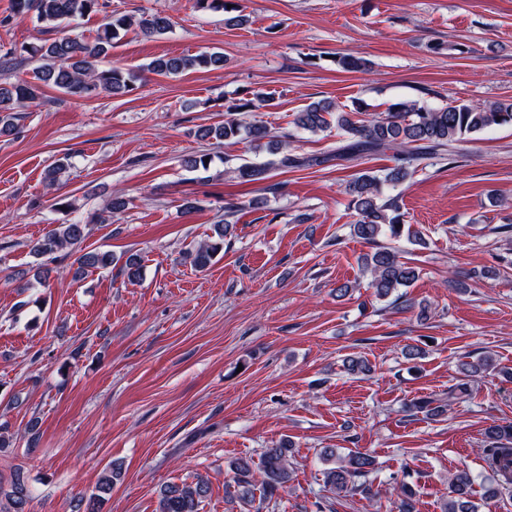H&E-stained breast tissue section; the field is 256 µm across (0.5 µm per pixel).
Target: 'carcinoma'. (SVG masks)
Wrapping results in <instances>:
<instances>
[{"instance_id":"obj_1","label":"carcinoma","mask_w":512,"mask_h":512,"mask_svg":"<svg viewBox=\"0 0 512 512\" xmlns=\"http://www.w3.org/2000/svg\"><path fill=\"white\" fill-rule=\"evenodd\" d=\"M107 7L106 0H12V16L30 19L47 30L59 31L69 26L78 16L96 14ZM136 26L147 36L165 35L172 31L171 18L161 14H144L136 19L128 15L110 14L103 27L91 40L62 34L48 39L40 45H21L6 51L4 60L37 59L41 65L33 69L30 80L18 78L13 82L0 83V136L10 135L15 128L16 109L24 102L38 99L41 86H52L77 98H90L101 92L110 95L132 90L138 76L122 67L100 66L108 56L112 42L130 27ZM224 55L219 52L196 55L162 56L146 65V71L155 74L179 75L188 70L221 68ZM265 101L260 92L229 109L224 121L195 131V136L219 144L228 140L249 141L254 151L266 149L274 159L263 163L242 162L238 177L245 182L262 181L274 168L287 169L308 163H319V158H299L284 152L288 142L277 140L263 124L248 123L242 114L252 111L255 102ZM363 109L357 104L348 109L332 101L320 100L308 104L295 114L292 124L295 133L318 134L336 126V150L329 158L357 160L365 154L391 150L394 153L393 167L379 172L359 174L348 184L347 193L352 196L351 208L356 220L353 233L366 243L375 246L371 253L361 258V269L371 276L370 287L379 299L394 296L399 289L409 287L419 278L420 270L399 259L396 247L381 244V237L399 240L406 237L410 243L424 242L421 231L405 223L398 197L383 196L384 188L394 189L407 181L425 156H440L453 159L456 145L492 128L512 126V99L479 104L453 100L441 106L417 101L392 104L382 116L369 120L360 118ZM209 153H199L185 160L191 172L207 173L211 163ZM69 166V157L64 156L51 163L45 170V182L53 187ZM85 227L80 222L60 224L49 231L32 247L33 253L45 259L34 274L35 281L46 283L49 274L47 263L54 255L65 249H78L82 244ZM227 224L213 227L210 240L187 252L194 268L204 270L214 255L224 247ZM75 274L82 275L90 269H108L112 266V252L93 249L77 257ZM142 260L136 253L126 255L121 272L135 281L142 275ZM493 366V358L486 355L476 361L460 364L464 377H479ZM409 409L426 416H437L445 409L442 400L433 397L418 398ZM487 439L483 449L484 461L499 486L512 484V422H494L485 429ZM291 449L283 441L262 451L260 461L251 457H239L232 461L233 493L230 498L244 508V512H260L256 504L277 502L281 492L292 481ZM322 461L329 464L323 470L324 484L338 495L372 494L370 474L375 471V460L361 452L342 456L334 448L320 453ZM122 468L115 464L108 471L86 504L87 512H96L103 495L112 489V483L121 477ZM474 476L467 468L457 469L448 478L449 499L444 512H477L468 499ZM397 512H416V491L404 481L393 487ZM209 483L203 478L172 482L159 492V512H200L208 497ZM9 512H27L30 493L20 471L10 475L7 486L0 485Z\"/></svg>"}]
</instances>
